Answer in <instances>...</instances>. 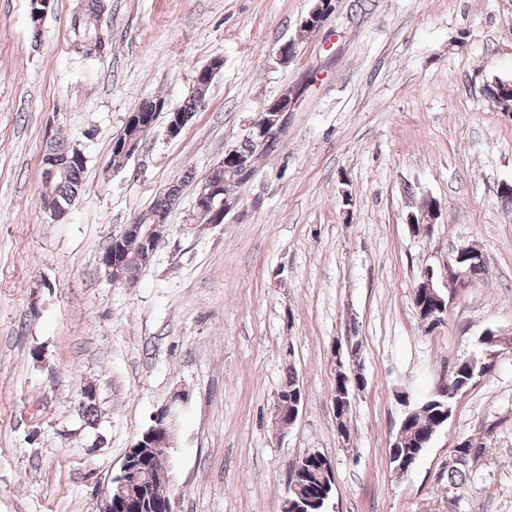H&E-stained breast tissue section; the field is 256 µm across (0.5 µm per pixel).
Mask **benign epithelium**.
<instances>
[{
  "instance_id": "benign-epithelium-1",
  "label": "benign epithelium",
  "mask_w": 512,
  "mask_h": 512,
  "mask_svg": "<svg viewBox=\"0 0 512 512\" xmlns=\"http://www.w3.org/2000/svg\"><path fill=\"white\" fill-rule=\"evenodd\" d=\"M323 4L324 12L319 19L305 17L300 25L299 37L308 38L317 33L336 11L338 0H318ZM311 83V76L301 77L291 86L287 87L275 100L269 103L257 114L248 126L247 135L252 137L256 144V150L249 157H241L234 152V147L227 146L224 157L215 167L228 168L236 173L237 177L244 180L247 186L253 185L263 171L267 160L268 151L274 144L283 140L288 132L291 120V112L295 111L299 102L306 95ZM154 111H162L166 117V132L170 137L179 135L183 128V118L176 108L169 107L162 100L154 104ZM86 160L83 151L77 149L62 159L50 157L44 161L43 169L48 177L69 166L80 164ZM244 210L240 206L239 198L228 200L224 197V189L204 176L199 180V188L196 192L194 211L192 218L207 224H222L228 218L239 219L243 217ZM143 236L148 241V250L143 253L146 261H151L155 252L154 244L163 237V227L155 224L146 233H141L140 227L134 224H125L122 229L112 235V244H120L131 236ZM484 261L481 250L473 245H462L452 254L448 255L446 263L440 271L426 268L421 275L419 286L423 287L429 302V324L438 326L444 320L448 309V294L436 286V280L442 279L448 290H453L458 284L467 278V268L474 263ZM365 380L359 382L342 392V399L334 402L336 410V432L341 441L349 440L348 430L344 425L348 424L346 412L353 405L356 393L364 388ZM176 413L167 408L153 417V424L142 433L136 444L128 449L121 463L120 472L112 478L110 486L105 489V509H112V505H123L142 497L146 483L156 486L170 487L174 483L172 464L169 456L164 454L158 458L157 463L148 475H143L137 466L136 453L141 448H170L174 442Z\"/></svg>"
}]
</instances>
